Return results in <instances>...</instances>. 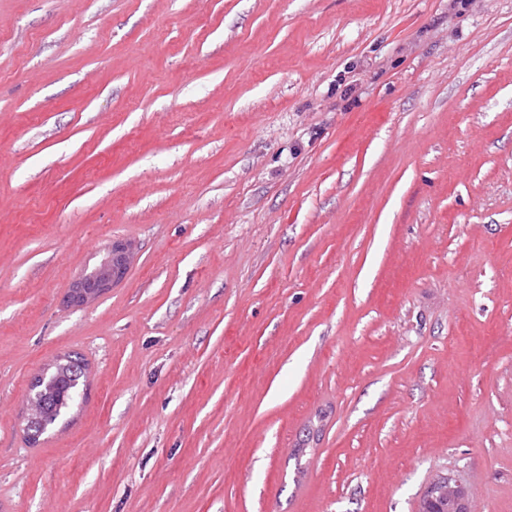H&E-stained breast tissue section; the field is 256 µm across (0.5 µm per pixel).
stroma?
<instances>
[{
  "instance_id": "1",
  "label": "stroma",
  "mask_w": 512,
  "mask_h": 512,
  "mask_svg": "<svg viewBox=\"0 0 512 512\" xmlns=\"http://www.w3.org/2000/svg\"><path fill=\"white\" fill-rule=\"evenodd\" d=\"M439 475L512 512V0H0V512H418ZM93 274L95 275L100 288H76L72 285L69 294L72 301L80 302L85 301L86 298H96L105 290L103 288H111L112 283L115 281V278L112 275V249L107 257L104 258L97 267H95ZM84 370L78 358L68 355L33 378L30 403L36 404L38 412L34 419L27 418L25 433L30 444H37L71 409L78 397Z\"/></svg>"
}]
</instances>
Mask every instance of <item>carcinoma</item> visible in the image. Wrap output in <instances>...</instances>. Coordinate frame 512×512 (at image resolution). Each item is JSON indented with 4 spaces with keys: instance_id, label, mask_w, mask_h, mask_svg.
<instances>
[{
    "instance_id": "carcinoma-1",
    "label": "carcinoma",
    "mask_w": 512,
    "mask_h": 512,
    "mask_svg": "<svg viewBox=\"0 0 512 512\" xmlns=\"http://www.w3.org/2000/svg\"><path fill=\"white\" fill-rule=\"evenodd\" d=\"M83 377V363L68 355L33 378L30 401L36 404L38 412L34 419L26 422L25 433L29 443H38L42 435L67 414L78 397ZM421 508L428 512H467V502L460 493L453 499L437 502L424 499Z\"/></svg>"
}]
</instances>
